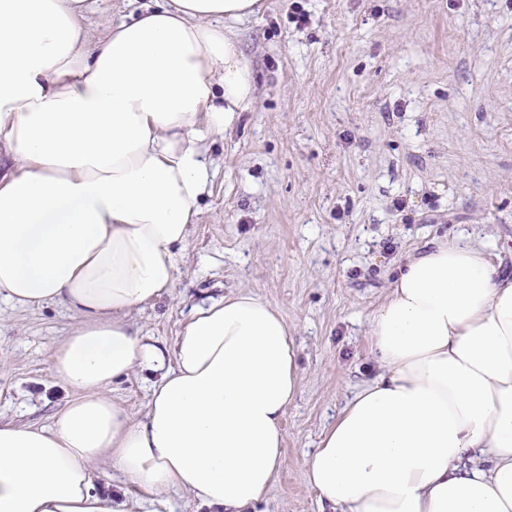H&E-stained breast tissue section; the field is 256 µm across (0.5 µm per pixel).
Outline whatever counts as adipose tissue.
<instances>
[{"label": "adipose tissue", "instance_id": "1", "mask_svg": "<svg viewBox=\"0 0 512 512\" xmlns=\"http://www.w3.org/2000/svg\"><path fill=\"white\" fill-rule=\"evenodd\" d=\"M263 7L164 0L92 42L86 0H0V300L76 318L51 360L74 398L48 426L0 422V512H139L171 489L253 512L283 467L298 349L271 302L195 306L171 352L126 319L171 290L206 144L253 100L223 22ZM367 331L378 373L307 483L341 512H512V277L486 244L411 253ZM137 369L163 375L134 419L110 386ZM103 462L137 490L122 506L93 485Z\"/></svg>", "mask_w": 512, "mask_h": 512}]
</instances>
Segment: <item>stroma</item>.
<instances>
[{"label":"stroma","instance_id":"stroma-1","mask_svg":"<svg viewBox=\"0 0 512 512\" xmlns=\"http://www.w3.org/2000/svg\"><path fill=\"white\" fill-rule=\"evenodd\" d=\"M154 4L87 0L89 41ZM228 27L254 99L208 145L214 178L171 292L127 319L171 351L198 303L274 304L301 380L256 512H327L305 463L377 373L367 321L404 258L463 233L512 274V0H264ZM74 323L59 302H0L1 421L47 425L72 399L49 352ZM157 378L133 371L111 395L142 417Z\"/></svg>","mask_w":512,"mask_h":512}]
</instances>
